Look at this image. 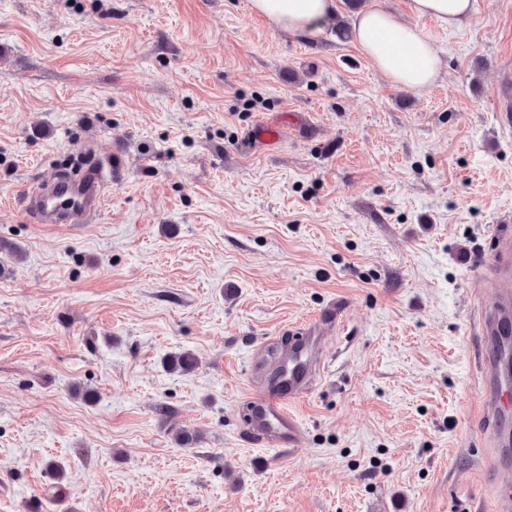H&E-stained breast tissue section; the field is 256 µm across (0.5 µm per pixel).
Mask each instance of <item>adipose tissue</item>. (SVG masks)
Wrapping results in <instances>:
<instances>
[{
  "mask_svg": "<svg viewBox=\"0 0 512 512\" xmlns=\"http://www.w3.org/2000/svg\"><path fill=\"white\" fill-rule=\"evenodd\" d=\"M249 8L282 32L311 42L334 16L336 0H249ZM473 11L474 0H411L407 19L378 8L358 11L352 32L380 74L405 88L424 90L437 79L439 59L418 20L455 28L467 23Z\"/></svg>",
  "mask_w": 512,
  "mask_h": 512,
  "instance_id": "obj_1",
  "label": "adipose tissue"
}]
</instances>
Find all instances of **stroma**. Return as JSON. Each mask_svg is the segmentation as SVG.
<instances>
[{"label": "stroma", "instance_id": "1", "mask_svg": "<svg viewBox=\"0 0 512 512\" xmlns=\"http://www.w3.org/2000/svg\"><path fill=\"white\" fill-rule=\"evenodd\" d=\"M248 2L0 0V512H493L471 306L512 221V0L419 20L424 91ZM114 151L89 223L24 213ZM332 301L302 449L255 444L252 357Z\"/></svg>", "mask_w": 512, "mask_h": 512}]
</instances>
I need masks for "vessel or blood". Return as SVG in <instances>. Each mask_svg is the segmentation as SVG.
<instances>
[{"label": "vessel or blood", "instance_id": "b4317fda", "mask_svg": "<svg viewBox=\"0 0 512 512\" xmlns=\"http://www.w3.org/2000/svg\"><path fill=\"white\" fill-rule=\"evenodd\" d=\"M115 175L111 160L87 168L78 178L61 176L43 182L36 190L21 188L24 209L39 224H84L105 204L106 190ZM492 248L480 254L479 267L490 271L501 285L495 295L475 310V324L485 348L497 351L512 344V226L495 225L489 235ZM341 312L332 304L314 322L293 331L288 349L282 352L253 384L244 406L246 429L262 443L291 451L301 449V427L289 412L295 401L308 394L314 383V356L324 345L322 330L339 324ZM512 381L505 375H489L480 389L482 413L491 427L493 445L507 440L500 416Z\"/></svg>", "mask_w": 512, "mask_h": 512}]
</instances>
